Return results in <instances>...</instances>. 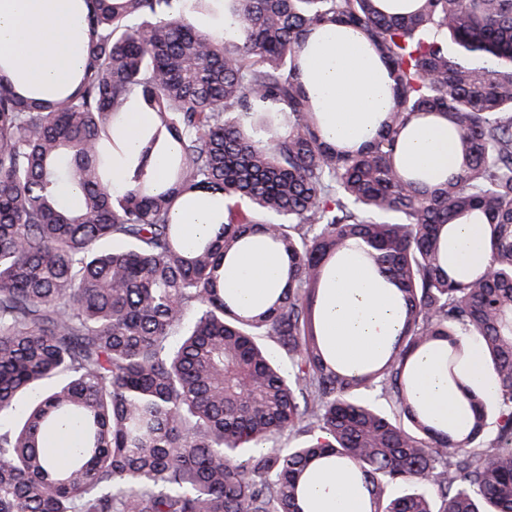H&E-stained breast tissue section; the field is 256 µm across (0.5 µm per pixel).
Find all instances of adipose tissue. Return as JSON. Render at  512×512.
<instances>
[{"mask_svg": "<svg viewBox=\"0 0 512 512\" xmlns=\"http://www.w3.org/2000/svg\"><path fill=\"white\" fill-rule=\"evenodd\" d=\"M82 0H0V80L17 91L51 93L72 89L88 40ZM305 83L323 115L329 141L361 144L377 131L389 106L384 66L350 29L339 26L310 39ZM403 162L437 174L456 161L448 129L421 125L407 142ZM281 259L261 248L241 252L224 273V290L254 302L279 284ZM401 303L395 289L367 272L362 261L341 263L321 287L319 312L329 352L346 366L375 361L399 330ZM445 351L418 363L414 398L441 424L461 422L459 396L447 384ZM310 494L315 512H361V494L343 464L329 463L314 474Z\"/></svg>", "mask_w": 512, "mask_h": 512, "instance_id": "ef3b65f1", "label": "adipose tissue"}]
</instances>
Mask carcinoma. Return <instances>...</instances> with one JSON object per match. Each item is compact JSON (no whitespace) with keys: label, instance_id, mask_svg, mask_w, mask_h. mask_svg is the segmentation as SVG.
<instances>
[{"label":"carcinoma","instance_id":"carcinoma-1","mask_svg":"<svg viewBox=\"0 0 512 512\" xmlns=\"http://www.w3.org/2000/svg\"><path fill=\"white\" fill-rule=\"evenodd\" d=\"M84 3L74 90L0 82V512H305L332 460L354 466L364 512H512V0ZM218 8L232 41L191 19ZM336 25L389 81L360 145L324 139L305 87L307 40ZM133 101L150 123L114 189ZM429 118L460 157L434 181L399 158ZM206 196L224 221L189 245L174 215ZM454 224L485 225L483 268L449 265ZM254 234L284 285L245 310L224 264ZM352 249L402 301L395 342L356 372L316 328ZM437 344L462 430L410 398ZM474 344L492 394L464 369Z\"/></svg>","mask_w":512,"mask_h":512}]
</instances>
